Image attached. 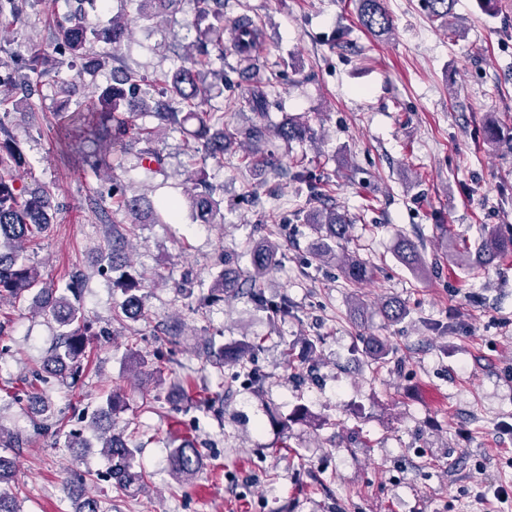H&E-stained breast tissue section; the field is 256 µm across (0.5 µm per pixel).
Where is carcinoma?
<instances>
[{"mask_svg": "<svg viewBox=\"0 0 512 512\" xmlns=\"http://www.w3.org/2000/svg\"><path fill=\"white\" fill-rule=\"evenodd\" d=\"M182 0H134L137 18L159 23H172L176 20V5ZM431 18L448 24L453 15L456 0H424ZM197 14L194 23L195 36L188 50L181 56L180 65L171 82L161 93V98L147 101L150 90L145 77L128 71H115L112 84L98 90L84 108L67 119V125L74 136L64 134L66 150L78 152L83 165L101 172L110 179L109 194L121 192V183L115 171L123 168L122 159L112 160L107 149L126 133L127 115L139 111L151 117L155 125L140 130L144 147L136 155L137 165L152 173L154 169L145 161L162 165V159L152 143L162 128L174 127L191 138L196 149L205 157L218 162L224 160V151L237 143L238 138L250 146V154L256 158L254 171L261 174L278 164L279 158L269 148L275 138L288 148L301 144L313 137L309 121L303 117H290L288 121L269 128L266 123L252 124L240 133H232L224 128V113L199 111L202 100L212 96L218 84L224 82V68L208 69L209 46L223 45L224 41V0H196ZM25 0H0V21L13 23L21 21L25 15ZM357 16L361 26L370 33L381 36L390 31L392 20L384 5V0H357ZM132 21L126 14H116L105 26L92 23L84 12H68L56 22V37L53 53L68 59L70 67L77 68V75L95 72L118 55L124 42L130 37ZM233 31L241 32L236 53L244 70L259 67V57L255 55L260 42V31L251 19L240 18ZM103 46L112 50L105 55H90L93 46ZM43 85H55L60 93H69L68 83L61 80L57 68L49 63L41 52H31L23 69L18 73L0 74V87H6L15 95L27 96ZM28 166L27 158L18 142L0 125V302H15L33 297L38 303L39 312L54 320L59 328L60 342L44 360V368L61 377L78 373L85 356L88 337L83 308L76 294L81 275L74 274L67 286V292L47 286L38 268L30 263L27 251L38 245L51 224L53 192L46 187L29 188L18 181V173ZM216 189L207 180L203 169L195 172L193 187L186 190L185 200L169 201L164 212L168 219L177 218L182 206L186 205L201 224H215L224 221L220 201L215 198ZM119 207L131 221V225L164 223L150 203L143 197L123 195ZM305 222L311 225L319 239L317 259L337 264L347 283L356 287L371 276L370 267L355 255L336 251L337 241L346 237L350 224L346 215L334 206H324L306 214ZM128 237L118 228H112V242L108 244V269L116 273L112 285L118 288L123 301L119 316L137 320L143 314L141 281L130 271L131 263L127 256ZM279 250V244L270 238L263 239L252 249L250 270L245 272L233 267V261L224 257V271L212 282L203 301L224 300L240 294L244 286H249L251 300L255 305L268 310L272 318L285 320L293 315L292 301L286 295L268 298L256 290V283L269 272ZM400 261L413 272L422 275L426 271L424 257L417 246L408 238L400 241L397 248ZM512 254V237L506 238L498 231H488L479 238L477 245L463 244L454 261L469 269L486 267L495 261ZM382 309L391 321L406 317L404 303L390 299L382 304ZM257 344L243 339L232 346L210 347L212 356L225 363L244 364L253 354ZM362 353L374 363L384 366L389 363L393 351L388 343L369 336L365 340ZM34 413L45 419L53 414L54 403L42 392L29 396ZM125 410L121 392L112 390L105 402L91 417L89 427L101 448L100 454L109 464L110 476L115 488L141 491L147 486V475L134 468L136 448L130 446L124 430L117 428V418ZM272 424L286 433L291 424L305 422L314 426L323 424L303 404L295 406L286 417L270 415ZM203 466L200 451L189 444H180L170 451V474L181 484L192 482ZM14 463L0 456V512H17L16 493L8 486L12 478Z\"/></svg>", "mask_w": 512, "mask_h": 512, "instance_id": "obj_1", "label": "carcinoma"}]
</instances>
